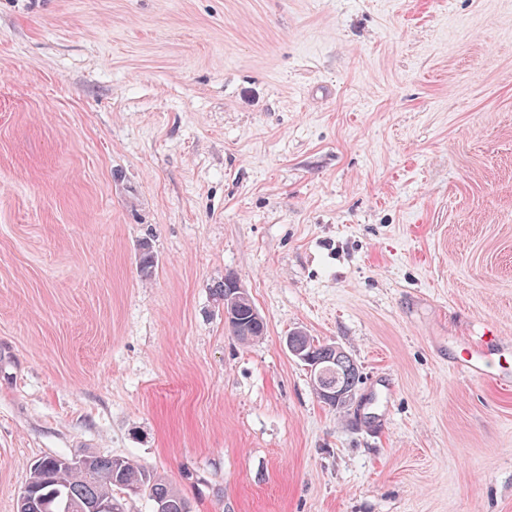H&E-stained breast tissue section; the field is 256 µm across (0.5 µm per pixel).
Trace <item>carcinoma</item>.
I'll return each instance as SVG.
<instances>
[{
	"instance_id": "carcinoma-1",
	"label": "carcinoma",
	"mask_w": 512,
	"mask_h": 512,
	"mask_svg": "<svg viewBox=\"0 0 512 512\" xmlns=\"http://www.w3.org/2000/svg\"><path fill=\"white\" fill-rule=\"evenodd\" d=\"M233 336L242 344L262 338L267 331L263 321H257L252 304L244 303L228 322ZM293 346L323 360L321 381L330 387H341L353 394L359 383L355 361L339 353L334 344L317 343L305 334L291 335ZM84 468L73 464L70 456H48L46 463L33 464L27 482V495L18 500L17 512H49L47 503L80 504L84 512H96L105 501L116 504V512H126L122 493L132 489L146 490L153 501V512H191L186 498L163 478L151 474L135 461L122 456H89Z\"/></svg>"
}]
</instances>
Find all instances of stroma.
Instances as JSON below:
<instances>
[{
    "mask_svg": "<svg viewBox=\"0 0 512 512\" xmlns=\"http://www.w3.org/2000/svg\"><path fill=\"white\" fill-rule=\"evenodd\" d=\"M487 329L512 0H0V512L77 453L192 512H512V388L451 363ZM294 331L354 359L349 406ZM225 290L226 293L224 296ZM215 295L223 297L224 299V319L229 318L231 314L234 313L241 301L247 300V293L241 287L239 280L236 277L227 278L225 288L224 282L217 286L215 289ZM252 304L250 302H244V306H241L236 310L234 320L225 321L228 323L227 326L233 336H235L242 344H249L262 338L267 331V325L261 315L259 316L261 320L260 322L255 318L252 312V307L254 306L256 310L257 308L253 301Z\"/></svg>",
    "mask_w": 512,
    "mask_h": 512,
    "instance_id": "stroma-1",
    "label": "stroma"
}]
</instances>
